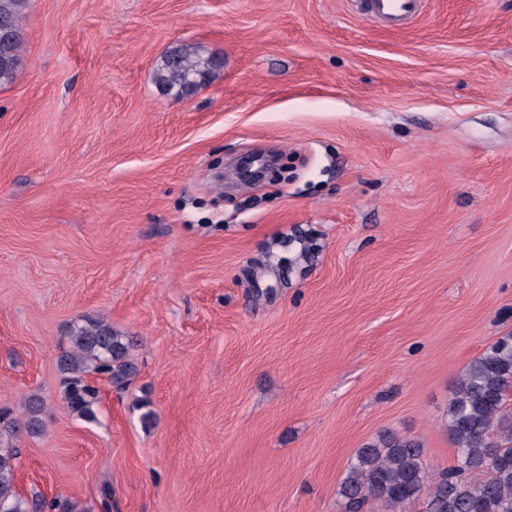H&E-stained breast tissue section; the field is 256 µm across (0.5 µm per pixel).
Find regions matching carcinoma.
Listing matches in <instances>:
<instances>
[{
    "label": "carcinoma",
    "instance_id": "obj_1",
    "mask_svg": "<svg viewBox=\"0 0 512 512\" xmlns=\"http://www.w3.org/2000/svg\"><path fill=\"white\" fill-rule=\"evenodd\" d=\"M28 0H0V85L24 65L22 21ZM222 67L214 56L192 46H176L161 57L154 72L159 90L179 99L201 89ZM68 347L57 357L66 375L63 402L77 417L96 420L97 390L85 379L94 372L121 382L134 370L132 342L102 321L73 323ZM512 336L490 345L456 379L446 411L456 446L455 464L430 473L423 464V444L412 436L384 433L358 449L340 483L342 512H360L369 498L386 512H407L422 502V512H512ZM46 404L30 395L21 417L0 410V512H78L72 501L26 499L16 489L20 433L38 437L45 431Z\"/></svg>",
    "mask_w": 512,
    "mask_h": 512
}]
</instances>
